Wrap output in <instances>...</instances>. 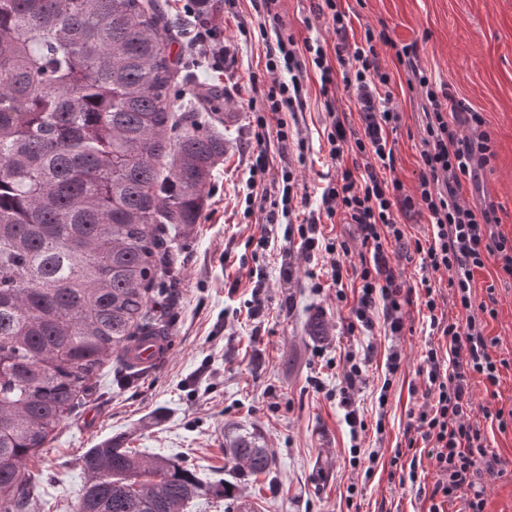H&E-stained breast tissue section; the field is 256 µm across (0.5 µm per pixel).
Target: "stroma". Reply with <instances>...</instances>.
Instances as JSON below:
<instances>
[{
  "label": "stroma",
  "mask_w": 512,
  "mask_h": 512,
  "mask_svg": "<svg viewBox=\"0 0 512 512\" xmlns=\"http://www.w3.org/2000/svg\"><path fill=\"white\" fill-rule=\"evenodd\" d=\"M322 0H208L210 21L224 31L228 59L191 52L187 38L171 39L168 50L181 70L196 71V83L175 82L173 98H190L213 85L224 92L226 154L204 189L205 205L197 223L181 226L171 244L177 297L169 310L170 357L134 383L116 381L111 360H104L93 392L78 413L51 435L26 463L34 485L32 512H73L83 485L76 459L105 440L147 454L175 457L209 486L224 482V429L238 425L261 433L275 459L272 482L246 479L238 486L239 504L252 512H427V491L437 475L427 451L415 446L402 464H414L418 485L392 480L395 449L406 446L408 413L422 403L418 374L422 350L432 341L422 295L419 258L405 259L389 246L415 301L406 306L405 327L397 341L375 325L368 338L373 352L366 362L365 384L356 406L365 428L362 453L377 451L371 473L349 464V428L336 395L349 353H361L362 339L352 331L355 278L343 289L330 286V263L309 259L298 240H285L284 225L270 232L271 245L256 251L263 214L248 204L250 168L259 150L253 136L255 117L267 111L263 96L272 80L265 69L267 42L259 25L267 13L280 17L283 33L296 42L321 39L334 44ZM348 12L355 38L366 28L387 30L402 44H416L420 65L441 84L454 103L479 113L493 142L495 156L479 182L463 180L462 199L480 209L494 208L493 230L512 237V0H337ZM379 62L392 78L393 104L400 124L390 139L394 175L413 191L421 172V93L409 88L395 51L379 46ZM346 115L353 130L361 120L344 87L322 95L317 74H310L302 112L289 119L293 133L287 153L274 154L262 185L270 189L291 170L303 198L299 213L318 212L320 188L336 175L328 167L323 135L328 106ZM320 274L322 292H313L308 272ZM261 282L263 308L247 312L254 282ZM475 303L492 302L485 318L493 339L494 359H508L495 392L481 378L472 381L471 420L481 430L487 453L502 461L503 474L486 484L485 512H512V284L498 264L487 262L474 277ZM397 344L404 360L387 373L386 353ZM390 382L386 407H378L383 382ZM385 410V431L376 433L378 410ZM507 410L498 421L497 410ZM355 494H348L349 485Z\"/></svg>",
  "instance_id": "35a3bbf8"
}]
</instances>
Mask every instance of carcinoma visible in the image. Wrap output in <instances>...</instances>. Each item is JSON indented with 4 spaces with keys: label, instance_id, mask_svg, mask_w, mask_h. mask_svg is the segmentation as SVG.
Masks as SVG:
<instances>
[{
    "label": "carcinoma",
    "instance_id": "1",
    "mask_svg": "<svg viewBox=\"0 0 512 512\" xmlns=\"http://www.w3.org/2000/svg\"><path fill=\"white\" fill-rule=\"evenodd\" d=\"M160 6L0 0V512H26V461L80 407L103 360L162 336L171 230L195 224L227 147L221 90L174 107ZM74 512H185L202 481L116 441L86 449ZM255 432L224 469L267 476Z\"/></svg>",
    "mask_w": 512,
    "mask_h": 512
}]
</instances>
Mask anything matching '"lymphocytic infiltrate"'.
Returning <instances> with one entry per match:
<instances>
[{
	"label": "lymphocytic infiltrate",
	"instance_id": "f902f5d3",
	"mask_svg": "<svg viewBox=\"0 0 512 512\" xmlns=\"http://www.w3.org/2000/svg\"><path fill=\"white\" fill-rule=\"evenodd\" d=\"M183 2L185 13L200 20L192 49L223 58L224 32L204 19L206 0ZM324 3L337 35L334 47L317 40L300 44L279 33L274 46L267 49V70L282 68L291 78L269 87L268 110L256 117L254 137L262 149L252 171L258 174L268 167V153L263 149L266 141H276L279 150H287L288 115L302 104L305 65L318 70L322 92H329L336 80H343L359 107L362 130H348L339 112L328 110V156L336 177L322 191L321 211L326 218L341 215L356 224L366 252L360 260V286L351 314L360 329L372 330L380 322L388 335L402 334L403 307L409 303L411 292L401 273L391 266L385 245L391 242L401 248L413 247L421 259L425 291L422 303L429 313L431 328L441 338L440 343L428 344L422 354L419 373L423 403L418 411L410 413L408 424L427 447L437 473L428 512H446L459 499L464 502L463 512H485L483 480L499 475L500 461L487 454L480 429L470 421V392L476 376L485 386L497 387L506 362L494 359L488 351L483 321L473 312V284L475 272L485 268L492 258L512 278V238L494 234L490 212L461 204L460 192L462 177L475 176L478 169L489 164L493 156L491 137L477 113L439 100L430 76L419 65L415 46L402 45L395 55L407 80L425 92L422 171L415 191L404 193L398 180L387 177L395 165L389 134L396 130L400 114L392 104L391 77L382 71L377 51L378 46L389 47L393 41L386 33L377 34L370 29L363 42L350 41L345 13L338 10L336 0ZM296 196L292 172L283 171L275 195L260 197L265 223L279 224L290 219ZM412 213L428 217L431 231L425 242L408 241L401 219ZM296 232L309 255L330 256L331 280L334 285H342L343 258L350 253L348 245L325 237L313 218L303 219ZM436 273L447 275L456 300L467 312L465 322L450 323L438 317L437 294L430 280Z\"/></svg>",
	"mask_w": 512,
	"mask_h": 512
}]
</instances>
